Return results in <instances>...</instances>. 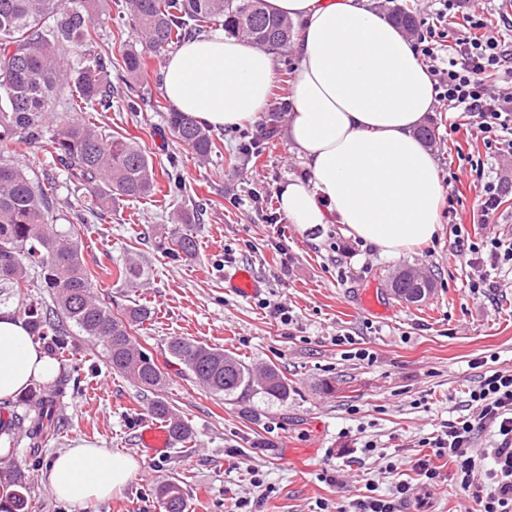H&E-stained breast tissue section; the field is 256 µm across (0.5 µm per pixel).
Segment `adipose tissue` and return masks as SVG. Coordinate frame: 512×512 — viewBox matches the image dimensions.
I'll list each match as a JSON object with an SVG mask.
<instances>
[{"label":"adipose tissue","instance_id":"1","mask_svg":"<svg viewBox=\"0 0 512 512\" xmlns=\"http://www.w3.org/2000/svg\"><path fill=\"white\" fill-rule=\"evenodd\" d=\"M298 27L288 137L310 173L281 187L289 223L335 219L386 255L430 241L444 195L416 129L434 104L430 75L405 37L369 0H266ZM276 76L274 58L217 31L184 43L163 71L173 107L214 128L255 120ZM57 362L23 323L0 311V402L52 380ZM139 469L130 456L76 441L51 458L54 494L77 506L120 492Z\"/></svg>","mask_w":512,"mask_h":512}]
</instances>
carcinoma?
<instances>
[{
	"instance_id": "obj_1",
	"label": "carcinoma",
	"mask_w": 512,
	"mask_h": 512,
	"mask_svg": "<svg viewBox=\"0 0 512 512\" xmlns=\"http://www.w3.org/2000/svg\"><path fill=\"white\" fill-rule=\"evenodd\" d=\"M103 0H0V149L12 144L47 148L73 186L88 195L89 212L99 217L125 198L152 196L157 173L152 157L135 141L105 132L82 116L112 107V53L92 49L95 25L111 19ZM130 17L145 46L163 54L193 34L219 23L231 35L277 52L288 50L294 26L288 18L270 13L264 0H127ZM392 21L404 32L413 31L417 20L396 9ZM128 93L126 108L135 112L143 99L142 53L130 49L121 55ZM67 97L68 115L58 116L55 105ZM167 126L177 141L205 158L212 152L209 130L182 112H169ZM54 194L36 183L29 172L12 160H0V283L7 288L27 286L28 270H38L40 287L52 296L61 318L36 308L24 310L33 336H56L60 319L79 326L103 349L109 367L146 390H155L163 374L142 350L132 328L147 320L148 308L135 305L119 316L93 291L91 275L81 256L72 229L49 223ZM432 291L427 277L408 268L392 276L390 292L407 303H420ZM173 357L195 379L219 395L259 391L276 399L288 398V378L274 366L254 370L235 356L206 344L180 337L169 341ZM65 380L35 399V417L18 414L0 419V433L20 431L34 450L59 421L56 397ZM155 416L167 423L171 438L179 443L192 435L191 427L167 404L157 400ZM164 512H185L183 489L169 482L156 489ZM0 512H29L25 472L19 468L0 474Z\"/></svg>"
}]
</instances>
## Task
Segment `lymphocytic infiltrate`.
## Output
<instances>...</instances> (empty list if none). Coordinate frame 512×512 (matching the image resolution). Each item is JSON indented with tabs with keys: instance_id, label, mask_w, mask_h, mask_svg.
Instances as JSON below:
<instances>
[{
	"instance_id": "lymphocytic-infiltrate-1",
	"label": "lymphocytic infiltrate",
	"mask_w": 512,
	"mask_h": 512,
	"mask_svg": "<svg viewBox=\"0 0 512 512\" xmlns=\"http://www.w3.org/2000/svg\"><path fill=\"white\" fill-rule=\"evenodd\" d=\"M461 18L460 34L448 37V22ZM415 45L430 74L435 102L467 118L484 145L497 156H512V92L492 94L489 80L512 69V50L505 48L484 12L463 11L461 0H439L430 18L420 20ZM456 251H469L474 266L498 268L512 262V241L493 237L482 244H465L455 237ZM471 415L446 423L428 440V454L413 468L428 486L451 479L471 500L473 512H512V371H492L471 390ZM489 431L491 447L474 452L477 434ZM448 458L453 469L442 475L433 461Z\"/></svg>"
}]
</instances>
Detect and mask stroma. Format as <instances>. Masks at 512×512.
Instances as JSON below:
<instances>
[{
    "instance_id": "1",
    "label": "stroma",
    "mask_w": 512,
    "mask_h": 512,
    "mask_svg": "<svg viewBox=\"0 0 512 512\" xmlns=\"http://www.w3.org/2000/svg\"><path fill=\"white\" fill-rule=\"evenodd\" d=\"M125 10L126 0H110L114 19L99 25V47L140 48L132 23L121 17ZM167 62L146 54L142 81L149 93L138 111L113 108L94 118L138 141L157 173L178 170L175 193L125 200L106 218L80 220L49 153L20 144L11 155L53 184L54 222L73 225L94 289L113 312L134 304L149 309L133 335L164 373V385L147 391L113 372L101 347L65 322L60 344L41 343L59 375L73 382L57 400L61 426L36 454L22 434L0 437V464L16 462L27 474L31 512H163L155 491L175 480L187 512H228L244 498L256 512H316L321 502L335 512L371 484L386 496L400 481L420 485L410 462L423 454V439L468 414L469 392L487 371L512 370V268L499 269L496 286L474 297L468 257L449 246L458 229L475 243L512 238L511 190L492 223L473 221L485 177L512 179V157L489 160L484 176L464 175L455 215L441 216L433 240L396 257L338 224H270L280 187L308 175L288 139L286 85L275 83L256 122L212 130L215 146L203 160L174 140L158 106ZM456 119L437 107L423 119L434 130L430 151L443 175L457 153L485 150L482 140L451 132ZM178 232L193 237V254L175 251ZM130 258L143 265L147 280L113 276ZM402 265L432 278L425 302L406 304L385 292L386 277ZM240 267L253 271L258 293L226 290L225 272ZM371 288L381 290L385 314L361 308ZM31 306L53 307L37 279L0 290V310L15 318ZM174 336L224 349L255 368L275 365L288 379L287 399L211 393L171 356ZM360 349L368 359L357 358ZM158 399L189 423L192 436L154 456L139 447L137 433ZM79 439L140 465L121 493L82 508L59 500L44 476L48 458ZM368 441L375 445L370 453L363 449ZM390 462L397 468L388 474Z\"/></svg>"
}]
</instances>
